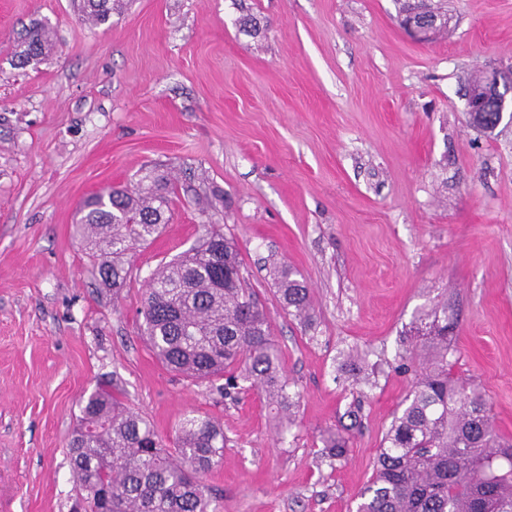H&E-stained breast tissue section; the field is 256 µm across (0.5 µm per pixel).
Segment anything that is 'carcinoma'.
I'll list each match as a JSON object with an SVG mask.
<instances>
[{
    "mask_svg": "<svg viewBox=\"0 0 512 512\" xmlns=\"http://www.w3.org/2000/svg\"><path fill=\"white\" fill-rule=\"evenodd\" d=\"M114 2L81 0L80 12L86 22L106 25ZM403 13L404 24L419 13L438 19L439 31L448 27L447 13L427 0H408ZM52 50L45 25L36 23L24 35L18 64L37 63ZM178 193V182L161 176L149 185L112 186L80 207L83 243L112 292L130 278L123 257L153 239ZM274 278L284 307L307 318L305 283L286 265L275 267ZM142 315L152 352L182 377L207 381L231 400L257 390L279 411L299 397L223 230L210 229L198 247L149 275ZM413 329L394 363L415 381L384 436L356 512H512V439L496 431L481 389L452 373L448 303L422 311ZM338 371L359 385L370 383L365 358L357 354L342 355ZM320 442L324 457H345L342 434L328 430ZM224 444L220 423L189 413L170 449L146 419L100 389L80 403L68 444L78 491L74 512H218L203 477L223 459Z\"/></svg>",
    "mask_w": 512,
    "mask_h": 512,
    "instance_id": "cac0c4a2",
    "label": "carcinoma"
}]
</instances>
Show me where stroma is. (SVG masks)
Masks as SVG:
<instances>
[{
	"mask_svg": "<svg viewBox=\"0 0 512 512\" xmlns=\"http://www.w3.org/2000/svg\"><path fill=\"white\" fill-rule=\"evenodd\" d=\"M404 0H121L86 25L79 0H0V512H72L79 402L110 387L166 440L188 413L227 438L205 480L220 512H355L412 377L391 363L424 309L456 317L454 371L512 437V123H470L465 89L512 73V0H442L429 39ZM46 24L54 49L16 64ZM191 181L119 294L75 214L151 169ZM232 238L300 397L230 402L143 342L144 284L198 243ZM307 284L303 322L271 263ZM365 354L352 393L340 353ZM349 451L320 454L326 429ZM403 7L404 18L402 20L403 26L415 36L419 38H427L430 36V32L435 23L427 18H416L412 19L409 23L411 16L415 13L416 15H424L430 18H438L436 32L447 29L448 27V15L442 12L441 7L428 4L426 0H417L411 3V1H405ZM408 23L407 27L406 24Z\"/></svg>",
	"mask_w": 512,
	"mask_h": 512,
	"instance_id": "obj_1",
	"label": "stroma"
}]
</instances>
